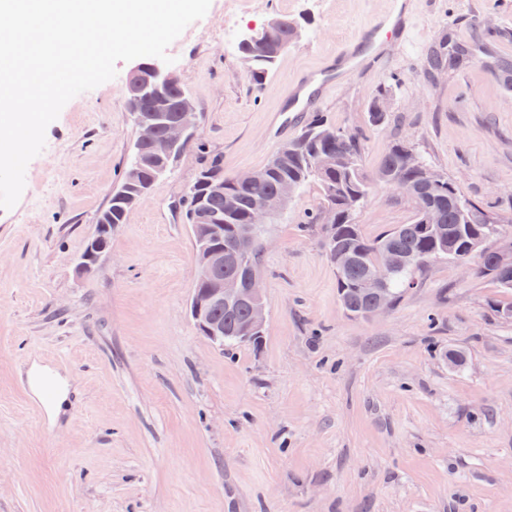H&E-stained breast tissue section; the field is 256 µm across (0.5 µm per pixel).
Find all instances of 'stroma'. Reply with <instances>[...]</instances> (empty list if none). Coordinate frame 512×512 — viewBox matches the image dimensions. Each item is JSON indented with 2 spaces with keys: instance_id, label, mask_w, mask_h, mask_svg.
<instances>
[{
  "instance_id": "1",
  "label": "stroma",
  "mask_w": 512,
  "mask_h": 512,
  "mask_svg": "<svg viewBox=\"0 0 512 512\" xmlns=\"http://www.w3.org/2000/svg\"><path fill=\"white\" fill-rule=\"evenodd\" d=\"M211 0L168 47L200 120L196 149L142 198L101 268L77 260L136 132L114 79L72 98L46 129L17 204L0 209V512H512V301L490 278L440 260L388 313L342 308L319 228L300 224L308 184L262 229L267 323L259 345L220 348L188 315L195 247L179 200L205 159L262 167L313 117L364 138L374 170L404 137L512 238V0H403L410 44L385 45L288 111L293 80L328 65L388 0ZM277 15L301 39L254 93L243 34ZM479 61L426 77L442 33ZM390 90L389 121L366 103ZM413 203L377 188L357 217L373 237L410 223ZM463 351V367L448 355ZM52 369L69 407L51 416L32 366Z\"/></svg>"
}]
</instances>
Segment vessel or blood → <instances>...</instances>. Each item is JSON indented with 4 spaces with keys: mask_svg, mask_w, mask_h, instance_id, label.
<instances>
[{
    "mask_svg": "<svg viewBox=\"0 0 512 512\" xmlns=\"http://www.w3.org/2000/svg\"><path fill=\"white\" fill-rule=\"evenodd\" d=\"M404 30L405 23L401 20L389 26L375 23L362 30L353 48L339 53L336 67L312 71L307 80L300 83L298 90L291 92V110L310 111L318 103L321 94L335 85L340 75L349 74L356 69L358 61L364 60L373 64L379 62L380 57L374 51L378 40L402 39Z\"/></svg>",
    "mask_w": 512,
    "mask_h": 512,
    "instance_id": "obj_1",
    "label": "vessel or blood"
}]
</instances>
